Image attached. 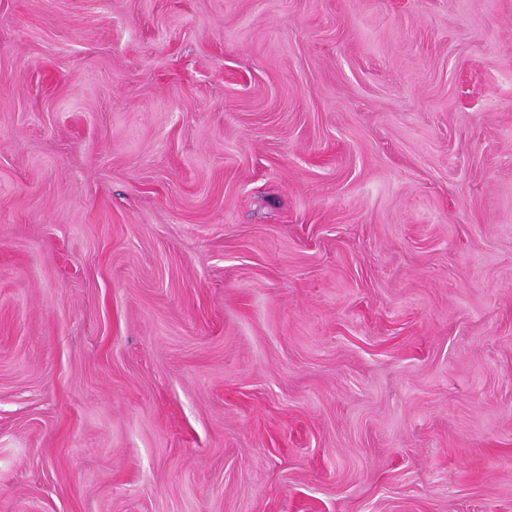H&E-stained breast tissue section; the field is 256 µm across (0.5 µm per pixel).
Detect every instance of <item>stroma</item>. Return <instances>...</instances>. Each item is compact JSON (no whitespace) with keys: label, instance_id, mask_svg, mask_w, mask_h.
<instances>
[{"label":"stroma","instance_id":"35a3bbf8","mask_svg":"<svg viewBox=\"0 0 512 512\" xmlns=\"http://www.w3.org/2000/svg\"><path fill=\"white\" fill-rule=\"evenodd\" d=\"M0 512H512V0H0Z\"/></svg>","mask_w":512,"mask_h":512}]
</instances>
